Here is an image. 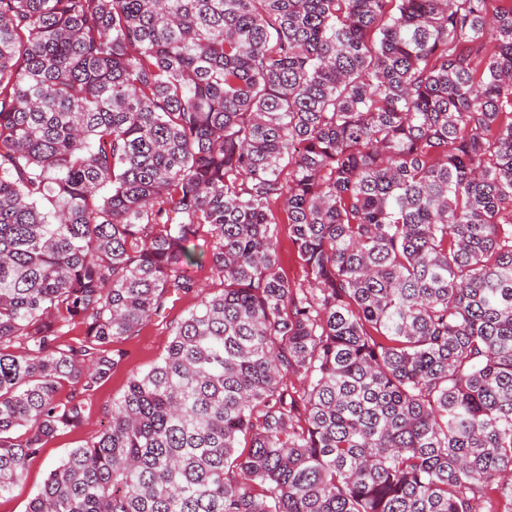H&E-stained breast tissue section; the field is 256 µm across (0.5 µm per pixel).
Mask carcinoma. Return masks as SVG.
<instances>
[{"label": "carcinoma", "instance_id": "cac0c4a2", "mask_svg": "<svg viewBox=\"0 0 512 512\" xmlns=\"http://www.w3.org/2000/svg\"><path fill=\"white\" fill-rule=\"evenodd\" d=\"M506 2L0 0V497L206 265L29 512H512ZM279 254L282 272L291 280L300 279L302 272L289 238L288 224H278Z\"/></svg>", "mask_w": 512, "mask_h": 512}]
</instances>
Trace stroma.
Returning a JSON list of instances; mask_svg holds the SVG:
<instances>
[{"instance_id": "35a3bbf8", "label": "stroma", "mask_w": 512, "mask_h": 512, "mask_svg": "<svg viewBox=\"0 0 512 512\" xmlns=\"http://www.w3.org/2000/svg\"><path fill=\"white\" fill-rule=\"evenodd\" d=\"M197 301L198 297L193 293L178 296L140 332L117 342L116 347L124 357L108 379L84 396L83 424L73 430L58 432L47 441L37 457L29 460L22 482L12 493L0 496V512H27L50 469L66 458L73 448L85 444L104 429L112 405L123 396L129 379L148 371L166 354L174 329Z\"/></svg>"}]
</instances>
